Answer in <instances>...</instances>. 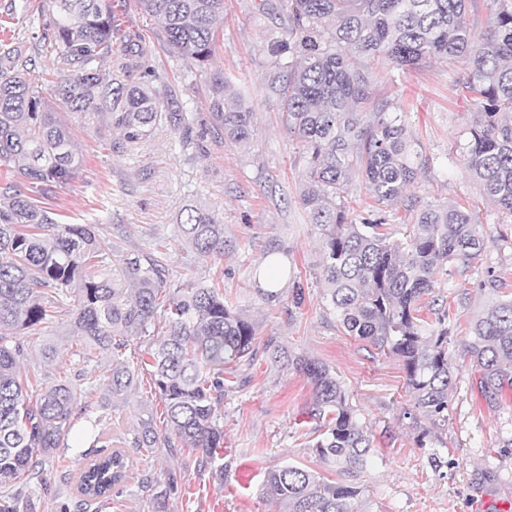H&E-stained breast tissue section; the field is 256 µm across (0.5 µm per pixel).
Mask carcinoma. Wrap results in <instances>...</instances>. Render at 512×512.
<instances>
[{
    "mask_svg": "<svg viewBox=\"0 0 512 512\" xmlns=\"http://www.w3.org/2000/svg\"><path fill=\"white\" fill-rule=\"evenodd\" d=\"M491 26L476 34L465 19L467 0H286L287 26L263 48L266 90L304 162L300 199L321 230L324 298L351 336L403 362L415 405L432 420L445 417L455 385L448 353L449 310L427 328L421 301L433 293L434 273L453 262L467 267L483 250L481 224L448 203L420 211L404 239L377 232L381 219L348 220L346 195L364 181L378 204L401 202L426 159L407 131L397 104L376 93L383 64L406 72L434 60L468 71L466 88L477 96L479 117L466 129L468 171L500 212L512 219V0H489ZM161 23L168 51L209 80L211 128L247 148L252 111L233 89V75L211 72L217 24L224 0H140ZM37 19L43 40L57 55L51 96L72 112H100L129 143L148 137L162 119L156 90L140 81H106L102 64L120 70L145 57L142 42L118 36L112 0H42ZM29 59L0 46V162L13 164L39 193L33 198L11 181L0 186V512H36L31 481L44 459L64 444L72 421L86 411L82 400L96 384L85 375L60 380L30 397L20 368L23 340L40 335L57 309L72 308L73 336L84 358H111L105 390L112 406L136 386L138 373L123 358L128 339L144 336L155 319L165 331L148 351L154 394L165 409L158 430L149 405L133 428L91 436L87 457L113 447L79 476L76 512H101L112 489L129 480L128 448L170 454L188 450L198 466L224 480V371L253 364L254 324L224 303L218 285L173 288L165 264L133 252L111 263L112 244L92 224H60L41 205L51 188L71 181L82 160L69 125L27 78ZM183 242L203 254H224V225L209 209L186 206L179 218ZM467 352L481 370L480 387L494 400L512 387V298L489 301L471 325ZM264 352L296 367L312 383L314 416L327 430L313 448L323 462L347 477L330 483L288 465L270 472L264 493L284 512H366L356 482L367 466L372 441L349 406L336 375L323 363L294 358L274 338ZM148 512H170L182 492L181 478L139 481Z\"/></svg>",
    "mask_w": 512,
    "mask_h": 512,
    "instance_id": "carcinoma-1",
    "label": "carcinoma"
}]
</instances>
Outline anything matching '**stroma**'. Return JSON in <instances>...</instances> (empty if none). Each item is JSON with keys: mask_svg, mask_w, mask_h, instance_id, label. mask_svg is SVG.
Here are the masks:
<instances>
[{"mask_svg": "<svg viewBox=\"0 0 512 512\" xmlns=\"http://www.w3.org/2000/svg\"><path fill=\"white\" fill-rule=\"evenodd\" d=\"M40 0H0V43L31 58L32 78L43 80L56 55L42 40L32 8ZM212 67L236 78V92L253 110L249 148L208 133L205 76L171 56L156 19L139 0H112L122 33L140 35L147 50L150 86L165 114L145 140L125 142L103 115L64 112L84 162L80 174L54 187L48 200L63 224H92L112 244L113 260L142 251L162 257L175 285H224L225 301L256 329L257 345L276 337L296 357L329 366L357 417L369 429L372 457L360 473L368 512H512V391L489 401L480 373L466 352L469 327L492 297H512V222L471 178L459 147L477 117V104L464 89L467 70L435 62L389 82L410 134L426 159L408 190L409 204L380 207L362 181H354L347 201L349 218L382 219L390 239L403 238L421 209L455 202L473 210L482 225L484 248L469 267L448 264L434 278L436 294L449 304L448 351L456 365V385L447 418L432 421L415 406L398 357L348 335L323 297V248L299 199L303 163L298 144L281 121L277 100L263 89L260 48L281 27V0H225ZM194 204L212 211L224 226L223 257H205L183 243L179 215ZM283 263L281 298L265 303L258 295V270L266 259ZM301 281L302 306L291 302V283ZM72 310L56 313L45 337L26 338L22 369L33 389L64 375L82 372L102 383L106 357L85 361L72 335ZM59 350L56 361L41 357L45 342ZM238 389L222 407L224 479L199 470L195 454L168 455L158 449L136 456L133 465L156 478L173 471L183 493L171 512H280L266 497L264 478L273 469L297 465L331 482L342 481L313 444L325 431L313 414L311 382L293 367L259 353L253 366L238 372ZM84 417L76 420L65 451L72 463L62 480L57 459L46 460L35 488L39 512H56L60 498L78 500L74 459L87 449L90 421L102 415L104 393H94Z\"/></svg>", "mask_w": 512, "mask_h": 512, "instance_id": "35a3bbf8", "label": "stroma"}]
</instances>
